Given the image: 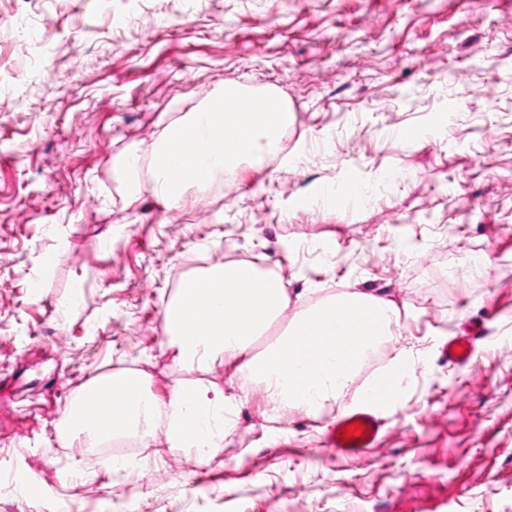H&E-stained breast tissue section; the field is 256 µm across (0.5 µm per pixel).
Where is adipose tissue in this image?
<instances>
[{"label":"adipose tissue","mask_w":512,"mask_h":512,"mask_svg":"<svg viewBox=\"0 0 512 512\" xmlns=\"http://www.w3.org/2000/svg\"><path fill=\"white\" fill-rule=\"evenodd\" d=\"M287 306L276 275L249 262L216 263L182 279L164 306L163 328L168 345L189 368L205 371L235 361L241 377L262 384L274 405L318 416L332 410L400 326L392 302L352 289L298 311L272 344L253 353L255 339ZM77 397L60 434L88 448L131 432L151 438L162 418L169 424V451L194 449L196 463L224 440L228 403L211 385L180 383L161 400L143 373L121 370L97 378Z\"/></svg>","instance_id":"adipose-tissue-1"}]
</instances>
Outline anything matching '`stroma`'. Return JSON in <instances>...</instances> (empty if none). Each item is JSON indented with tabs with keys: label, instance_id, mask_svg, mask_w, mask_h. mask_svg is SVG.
<instances>
[{
	"label": "stroma",
	"instance_id": "obj_1",
	"mask_svg": "<svg viewBox=\"0 0 512 512\" xmlns=\"http://www.w3.org/2000/svg\"><path fill=\"white\" fill-rule=\"evenodd\" d=\"M52 43L0 29V512H512V0H0ZM151 29H144V22ZM494 83L488 102L457 82ZM234 80L288 97L283 152L236 194L170 210L112 159L149 155L161 113ZM485 256L471 270L474 255ZM277 275L289 311L357 288L401 313L387 368L421 353L366 456L324 446L361 371L320 417L271 412L234 365L184 366L162 310L198 264ZM475 333L461 366L449 338ZM143 372L223 390L206 463L157 430L117 473L63 441L82 385ZM41 486L43 495L24 494ZM140 166L141 154L137 147H127L112 161L113 173L122 183L137 177Z\"/></svg>",
	"mask_w": 512,
	"mask_h": 512
}]
</instances>
